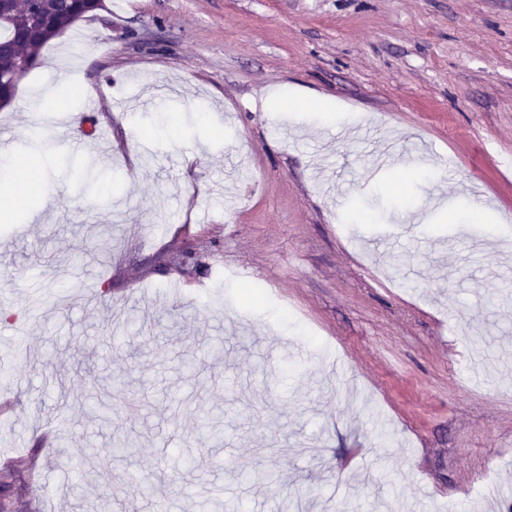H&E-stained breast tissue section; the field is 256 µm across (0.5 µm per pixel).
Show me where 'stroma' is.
<instances>
[{
	"instance_id": "obj_1",
	"label": "stroma",
	"mask_w": 512,
	"mask_h": 512,
	"mask_svg": "<svg viewBox=\"0 0 512 512\" xmlns=\"http://www.w3.org/2000/svg\"><path fill=\"white\" fill-rule=\"evenodd\" d=\"M105 5L62 100L111 151L5 115L0 512H512V0ZM42 192V181L38 170L26 160L19 158L9 145L0 148V218L23 206L31 195Z\"/></svg>"
}]
</instances>
